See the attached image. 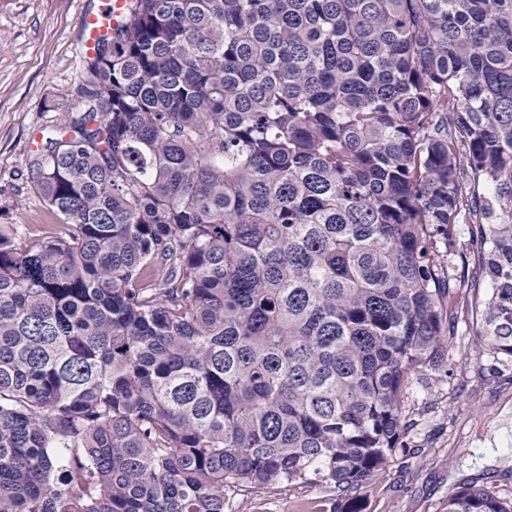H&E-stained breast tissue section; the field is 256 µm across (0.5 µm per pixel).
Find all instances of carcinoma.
<instances>
[{
	"label": "carcinoma",
	"mask_w": 512,
	"mask_h": 512,
	"mask_svg": "<svg viewBox=\"0 0 512 512\" xmlns=\"http://www.w3.org/2000/svg\"><path fill=\"white\" fill-rule=\"evenodd\" d=\"M0 225V512H225L405 447L459 227L512 363V0H129ZM478 479L446 512H512Z\"/></svg>",
	"instance_id": "cac0c4a2"
}]
</instances>
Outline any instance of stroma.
Returning a JSON list of instances; mask_svg holds the SVG:
<instances>
[{
    "mask_svg": "<svg viewBox=\"0 0 512 512\" xmlns=\"http://www.w3.org/2000/svg\"><path fill=\"white\" fill-rule=\"evenodd\" d=\"M99 0H0V224H24L41 238L51 218L33 187L26 159L45 129L70 112L84 72L79 17ZM449 271L460 286L458 321L448 346V373L413 381L406 414L414 425L407 448L377 472L363 512H443L449 489L481 477L512 496V365L503 366L478 336L474 302L486 283L475 271L483 252L477 225L464 227ZM318 483L253 488L227 512H332Z\"/></svg>",
    "mask_w": 512,
    "mask_h": 512,
    "instance_id": "obj_1",
    "label": "stroma"
}]
</instances>
